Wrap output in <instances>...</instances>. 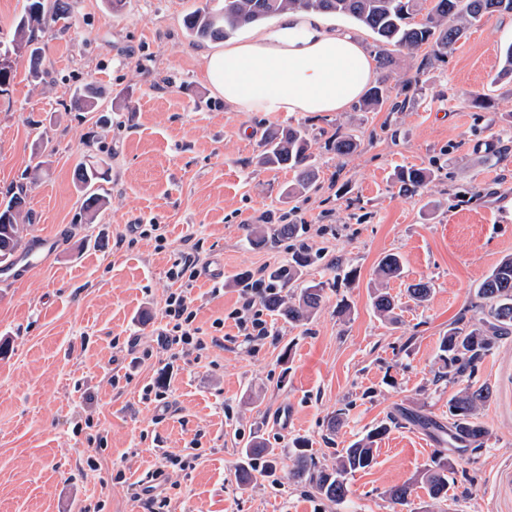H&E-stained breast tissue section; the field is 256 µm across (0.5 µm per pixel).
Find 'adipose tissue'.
<instances>
[{
  "label": "adipose tissue",
  "mask_w": 512,
  "mask_h": 512,
  "mask_svg": "<svg viewBox=\"0 0 512 512\" xmlns=\"http://www.w3.org/2000/svg\"><path fill=\"white\" fill-rule=\"evenodd\" d=\"M205 73L240 112H341L369 87L375 62L358 39L289 12L275 29L206 55Z\"/></svg>",
  "instance_id": "ef3b65f1"
}]
</instances>
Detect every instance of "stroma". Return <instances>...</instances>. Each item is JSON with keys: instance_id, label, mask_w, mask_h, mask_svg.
Instances as JSON below:
<instances>
[{"instance_id": "obj_1", "label": "stroma", "mask_w": 512, "mask_h": 512, "mask_svg": "<svg viewBox=\"0 0 512 512\" xmlns=\"http://www.w3.org/2000/svg\"><path fill=\"white\" fill-rule=\"evenodd\" d=\"M69 4V28L41 38L46 80L28 81L16 60L0 97V202L43 161L26 190L24 240L60 243L22 281L0 285V512H143L133 482L148 480L160 455L190 447L193 468L159 479L168 512H395L387 489L420 479L438 449L436 431L413 417L448 422L453 389L435 380L439 338L512 256V82L497 78L512 13L483 20L438 56L394 52L389 98L376 111L272 114L237 111L209 87L204 62L216 45L184 26L200 0ZM90 83L102 92L98 109L71 110V93ZM478 95L491 108L473 107ZM290 124L306 127L317 168L314 188L295 195L293 172L257 163L269 133ZM338 129L359 143L351 156L325 147ZM91 155L109 167L108 204L93 222L72 179ZM410 167L431 174L412 196L395 184ZM142 224L159 225L164 248L140 236ZM249 224L264 225V247L248 244ZM279 224L304 232L282 239ZM187 241L202 261L224 259L221 280L189 287L196 326L223 344L173 360L156 337L178 287L168 271ZM299 248L318 257L301 280L327 282L321 307L300 327L264 312L268 336L244 339L230 317L239 274L263 277ZM387 253L405 262L404 279L388 285L394 324L370 300ZM421 279L432 292L418 305L406 289ZM168 365L165 405L143 403V386ZM478 378L493 390L481 411L492 438L476 457L448 451L456 471L473 476L472 491L456 502L449 485V500L435 505L416 488L414 512H512V337ZM390 415L398 424L378 440L372 467L351 477L350 504L290 479L293 438H308L329 467ZM256 437L278 454L277 471L244 484L241 450Z\"/></svg>"}]
</instances>
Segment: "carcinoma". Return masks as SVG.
I'll return each mask as SVG.
<instances>
[{
  "label": "carcinoma",
  "mask_w": 512,
  "mask_h": 512,
  "mask_svg": "<svg viewBox=\"0 0 512 512\" xmlns=\"http://www.w3.org/2000/svg\"><path fill=\"white\" fill-rule=\"evenodd\" d=\"M211 0L185 18L186 29L203 40H224L239 29L287 12L304 11L341 15L353 19L369 29L376 40V62L381 70H390L393 59L388 47L417 50L426 45L435 54H441L466 37L468 30L495 13H511L512 0H220L216 7ZM70 5L66 0H54L46 8L44 0H27L23 11L14 20L13 51L27 58L29 77L40 81L47 75L39 34L67 19ZM387 93L385 81L368 91L359 110L369 112L382 104ZM97 96L87 85L72 94L70 107L91 112L96 109ZM328 147L339 157L348 156L357 149L355 140L343 133L329 137ZM270 169L287 168L296 174L293 191L310 189L316 178L308 133L302 127H286L272 132L264 143L258 159ZM102 160L80 162L74 169L73 181L82 193V208L89 219H94L106 206L97 184L108 179L109 169ZM400 189L416 193L430 182V174L419 168L400 171L397 175ZM26 193L24 183L16 186L9 199L0 205V265L11 262L23 245V207ZM311 255L297 253L286 265L271 269L266 277L269 291L264 305L290 325L308 322L324 301V283L318 282L300 289L298 293L282 294V289L295 283L301 268L309 265ZM403 261L397 254L382 257L375 270L380 283L399 279ZM374 312L392 322L396 319V303L382 288L372 291ZM470 310L477 316H461L449 325L448 333L439 342V360L442 365L435 374L436 381L455 387L448 400V443L464 451H481L492 438L491 430L481 422V409L492 397L491 387L476 379L484 358L502 341L512 335V257L502 259L479 284ZM397 419L371 429L364 437L336 454V464L326 467L316 459L309 448V439L296 437L288 448L292 466L289 477L296 483L314 490L320 497L342 504L351 494L349 477L372 467L376 442L389 433ZM455 472L454 461L439 459L435 467L421 477L429 498L440 503L448 499V478ZM414 483L404 482L387 491L391 503L411 504Z\"/></svg>",
  "instance_id": "1"
}]
</instances>
